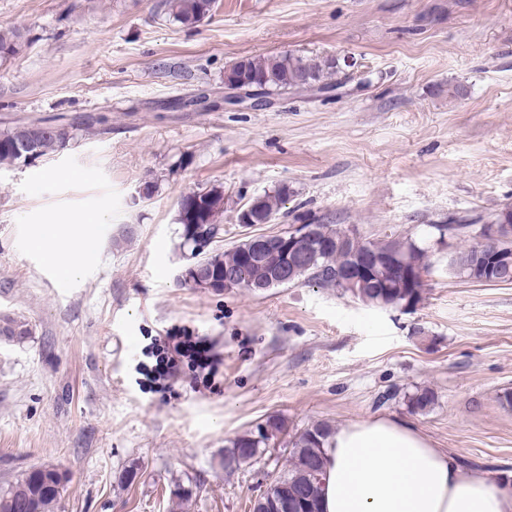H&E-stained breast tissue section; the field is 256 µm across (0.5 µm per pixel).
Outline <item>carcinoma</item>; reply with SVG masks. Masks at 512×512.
<instances>
[{
	"mask_svg": "<svg viewBox=\"0 0 512 512\" xmlns=\"http://www.w3.org/2000/svg\"><path fill=\"white\" fill-rule=\"evenodd\" d=\"M215 0H164L168 16L184 25L194 24ZM23 44V36L17 29H0V55L15 54ZM259 85L276 95L309 83L322 92L342 87L347 82V65L337 57H310L295 52H283L266 56H248L235 61L226 72L237 75L241 69ZM74 139L73 130L60 129L57 136L38 137L34 147L35 157L53 155L69 145ZM16 127L0 132V167L14 166L19 162L17 154ZM294 191L286 184L266 192L259 197V206L264 215L276 217L286 198ZM224 188L213 186L195 190L186 198L178 211L181 226L180 248L189 255L192 265L203 266L211 275L224 277V270L242 267L249 280L263 284L265 288H278L296 283H313L322 288L336 287V272L350 265V250L331 247L300 250L294 269L289 271V281H277L274 269L262 260L243 264V255L259 247L263 250L278 249V236H252L223 251L197 256L190 244V226L213 240L224 235ZM342 225L316 224L314 235L317 242L334 241L339 238ZM440 233V226L429 224L418 236L386 235L380 239L364 241L358 246L362 252L368 248L384 251L395 246L406 256L407 263L390 272L389 287L362 289V303L379 308H397L405 303L419 305L424 300L425 282L417 279L415 270H428L432 266L431 241ZM491 251L475 252L470 245L460 247L458 260L460 276L472 283H494L501 279L496 267L490 266ZM0 334L19 342L30 335L27 323L8 316L0 320ZM435 401L434 393L423 388L407 397V404L414 413L424 411ZM287 430L285 420L269 416L254 429L246 430L227 441L224 450V465L235 472L249 465L262 453V449L279 439ZM335 431L326 422H316L289 436L284 443L288 448L280 476L288 482V499L294 505L292 512H319L321 480L325 467L322 452L325 439ZM67 482V475L56 468H38L30 471L0 494V512H53Z\"/></svg>",
	"mask_w": 512,
	"mask_h": 512,
	"instance_id": "carcinoma-1",
	"label": "carcinoma"
}]
</instances>
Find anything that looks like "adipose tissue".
I'll use <instances>...</instances> for the list:
<instances>
[{"instance_id":"1","label":"adipose tissue","mask_w":512,"mask_h":512,"mask_svg":"<svg viewBox=\"0 0 512 512\" xmlns=\"http://www.w3.org/2000/svg\"><path fill=\"white\" fill-rule=\"evenodd\" d=\"M39 241L71 271L93 255L85 224L71 219L41 225ZM324 451L321 512H512V480L460 468L424 434L387 416L337 428Z\"/></svg>"}]
</instances>
